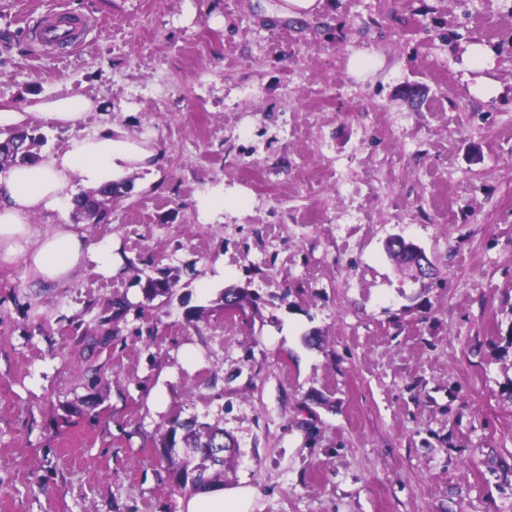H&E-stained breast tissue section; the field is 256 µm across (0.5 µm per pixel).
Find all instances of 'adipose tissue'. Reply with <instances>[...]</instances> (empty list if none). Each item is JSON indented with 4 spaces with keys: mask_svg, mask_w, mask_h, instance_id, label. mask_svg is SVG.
<instances>
[{
    "mask_svg": "<svg viewBox=\"0 0 512 512\" xmlns=\"http://www.w3.org/2000/svg\"><path fill=\"white\" fill-rule=\"evenodd\" d=\"M100 109V101L66 86L51 97L32 98L21 110L0 104V128L15 131L40 120L71 133L65 148L0 169V261L22 262L35 281L69 284L89 262L111 276V238L91 239L69 223L41 232L32 221L66 213L78 190L124 184L134 173L156 165L159 150L153 143L110 123L82 128V121ZM253 499L248 486H210L191 495L184 512H250Z\"/></svg>",
    "mask_w": 512,
    "mask_h": 512,
    "instance_id": "1",
    "label": "adipose tissue"
}]
</instances>
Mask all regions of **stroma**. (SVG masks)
<instances>
[{"label": "stroma", "instance_id": "stroma-1", "mask_svg": "<svg viewBox=\"0 0 512 512\" xmlns=\"http://www.w3.org/2000/svg\"><path fill=\"white\" fill-rule=\"evenodd\" d=\"M51 2L0 0V101L70 86L160 156L108 222L66 213L111 238L112 276L0 263V512H182L177 418L234 438L251 512H512V0H324L301 24L279 0H62L87 46L39 57L20 18ZM217 187L248 205L201 220ZM230 287L257 307L225 315ZM395 246L401 245L404 241L409 253V265L411 267L412 279L415 282L425 283V280L431 281L435 275V265L433 261L427 256L425 250L412 241H406L401 236H395L388 240ZM387 241V242H388Z\"/></svg>", "mask_w": 512, "mask_h": 512}]
</instances>
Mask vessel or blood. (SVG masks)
Returning a JSON list of instances; mask_svg holds the SVG:
<instances>
[{
	"label": "vessel or blood",
	"instance_id": "vessel-or-blood-1",
	"mask_svg": "<svg viewBox=\"0 0 512 512\" xmlns=\"http://www.w3.org/2000/svg\"><path fill=\"white\" fill-rule=\"evenodd\" d=\"M90 16H76L65 10L48 9L25 19L24 27L34 36L38 53L56 54L82 45Z\"/></svg>",
	"mask_w": 512,
	"mask_h": 512
}]
</instances>
